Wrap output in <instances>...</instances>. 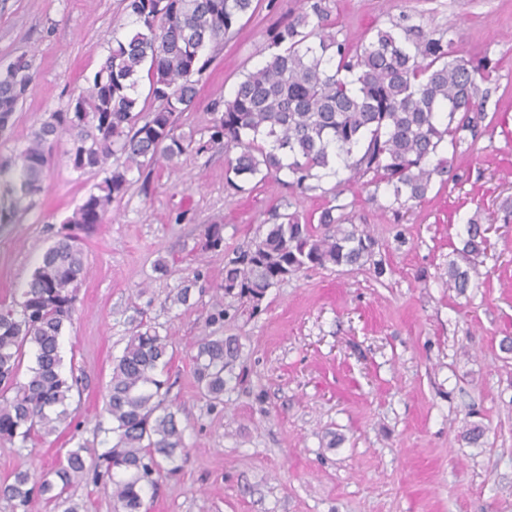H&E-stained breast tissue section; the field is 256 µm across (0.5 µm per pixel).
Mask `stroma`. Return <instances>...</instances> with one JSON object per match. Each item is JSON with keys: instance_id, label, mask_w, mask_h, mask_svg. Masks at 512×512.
I'll use <instances>...</instances> for the list:
<instances>
[{"instance_id": "1", "label": "stroma", "mask_w": 512, "mask_h": 512, "mask_svg": "<svg viewBox=\"0 0 512 512\" xmlns=\"http://www.w3.org/2000/svg\"><path fill=\"white\" fill-rule=\"evenodd\" d=\"M339 36L359 47L376 28L409 13L425 29L452 28L461 54H488L497 89L493 122L474 150L457 152L456 178L404 218L387 211L384 191L352 182L299 198L301 216L329 202L376 242L372 265L311 269L266 294L258 312L211 321L224 291V257L265 233L270 208L289 190L276 180L236 193L225 183L223 153L188 152L177 168L131 173L104 224L87 240L88 275L73 324L61 339L64 367L81 379L75 427L35 447L0 440V479L40 474L85 446L93 460L112 443L104 411L112 362L139 322L170 336L167 398L179 408L186 454L161 473L143 512H512V0H325ZM294 0H261L255 15L206 51L197 103L180 132L206 137L211 103L231 95L241 75L267 55L270 30ZM131 23L121 0H0V72L17 59L34 82L0 156L22 149L31 132L70 99ZM57 145L43 189L13 223L0 224V300L19 297L62 220L102 180L80 173ZM489 225L492 246L480 276L460 295L448 263L472 216ZM223 225L224 245L199 243ZM167 275L155 272L158 260ZM195 280L192 305L168 296ZM233 336L242 382L211 405L196 388L193 345ZM482 446L466 444L473 425Z\"/></svg>"}]
</instances>
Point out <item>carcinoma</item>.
Here are the masks:
<instances>
[{
	"label": "carcinoma",
	"mask_w": 512,
	"mask_h": 512,
	"mask_svg": "<svg viewBox=\"0 0 512 512\" xmlns=\"http://www.w3.org/2000/svg\"><path fill=\"white\" fill-rule=\"evenodd\" d=\"M133 25L112 45L87 86L64 111L52 112L16 155L0 157V224H9L25 200L42 190L54 147L67 138L65 156L75 171L102 170L109 157L124 161L107 172L61 223L56 241L42 255L21 300L0 303V439L25 447L72 423L70 401L78 377L62 371L60 339L72 324L78 289L88 271L84 242L112 202L123 196L129 173L161 161L179 163L190 150H222L225 180L236 192L285 173L293 192L321 188L325 179L385 184L386 209L400 214L445 186L452 160L442 156L462 145L474 148L486 119L484 104L497 67L487 55L463 56L449 32H428L403 14L353 50L327 23L324 0H298L288 19L269 34L268 58L242 75L230 97L212 103L206 141L178 132L179 116L197 100L194 75L208 64L207 47L236 34L257 0H123ZM159 103L141 119L142 78ZM34 81L20 58L0 72V132L12 124ZM280 201L270 227L224 264V298L247 299L259 310L280 280L309 268L363 266L375 241L356 225L346 228L342 205L326 206L318 219H301ZM487 229L472 217L456 249L464 265L448 264V288L463 295L478 275L476 259L487 254ZM223 227L205 230L200 249L216 250ZM35 365L17 381L25 348ZM171 338L154 327L139 328L113 361L105 411L115 442L98 455L93 479L112 481L122 512H141L156 475L179 470L182 430L166 404L160 379L171 361ZM239 354L234 336H203L197 342L194 377L212 401H221ZM85 448H72L40 476L16 472L0 482V497L22 512L41 501L55 512H81L69 492L87 470Z\"/></svg>",
	"instance_id": "1"
}]
</instances>
